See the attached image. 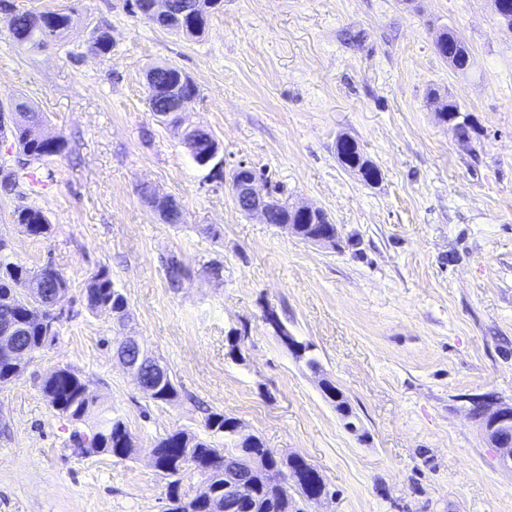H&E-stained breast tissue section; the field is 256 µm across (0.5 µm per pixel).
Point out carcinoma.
I'll return each mask as SVG.
<instances>
[{
    "instance_id": "carcinoma-1",
    "label": "carcinoma",
    "mask_w": 512,
    "mask_h": 512,
    "mask_svg": "<svg viewBox=\"0 0 512 512\" xmlns=\"http://www.w3.org/2000/svg\"><path fill=\"white\" fill-rule=\"evenodd\" d=\"M207 0H202L201 8L192 16L182 18L172 14L163 18H145V21L165 29L172 30L188 38L201 35L206 27L210 9L206 8ZM6 22L12 40L20 45H28L33 49L48 44L65 45L68 32L73 23L69 13L56 11H15L4 9ZM112 37L101 27L92 30L89 49L99 56L112 52ZM438 55L448 62L455 71L465 70L474 64L469 49L462 44L451 29L442 30L435 43ZM152 82L157 86L178 84L182 96L195 99L199 89L192 79L175 65H155L148 69ZM12 112L15 113L13 126L9 131L1 132L0 138H10L11 146L0 155V169L10 168L15 164L27 163L28 169L20 177L19 184L0 191L26 198L35 192L30 185L29 174L40 168L45 162L63 158L68 154V141L61 135H48L40 141L29 138L31 127L44 122L41 112L37 111L26 99L17 98L13 101ZM347 136L341 135L336 140V156L341 165L354 173H361L364 182L373 179L376 167L367 163L362 152L346 146ZM15 223L21 225L24 232L32 237H43L51 230L50 221L44 210L31 201L21 204L14 210ZM12 251L7 245L0 244V319L9 317L18 325V349L25 352V362L29 363L35 354L43 350L56 339L58 332L47 335L42 323L29 318L28 307L18 294L17 285L28 279L40 277L44 281V290L50 297L57 293H66L67 280L54 267H41L31 270L25 264L11 260ZM166 278L172 288H178L185 274L182 264L171 261L165 266ZM114 285L109 271L102 268L94 273L87 283L85 300L91 311L114 310L118 308L113 299ZM85 383L79 372L71 368H62L52 378L42 382V392L54 411L66 416L73 423L85 421L96 409L97 402L84 394ZM326 399L334 406L336 413L345 421L353 422L356 416L343 392H326ZM236 421L223 413L211 412L205 417L207 436L201 437L186 431H174L158 438L154 447L160 450L159 474L168 477L174 472L178 477L186 473H196L204 480L215 485L214 473L224 466H235L243 470L256 471L255 496L242 512H298L293 498L283 494L279 484L271 481V476L262 470L263 456H268L269 467H276L274 450L261 443H253L250 438L233 439L226 432L228 426ZM94 435L92 447L100 449V453L112 455L121 460L130 458L128 440L133 438L123 420L113 418L105 420L91 431ZM224 439L219 444L216 439Z\"/></svg>"
}]
</instances>
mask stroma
Listing matches in <instances>:
<instances>
[{"instance_id": "obj_1", "label": "stroma", "mask_w": 512, "mask_h": 512, "mask_svg": "<svg viewBox=\"0 0 512 512\" xmlns=\"http://www.w3.org/2000/svg\"><path fill=\"white\" fill-rule=\"evenodd\" d=\"M12 2L75 18L65 46L38 51L0 21V106L33 102L72 152L45 166L47 236L25 234L18 198L0 194L16 258L68 281L56 340L0 388V512H164L154 442L204 433L211 412L311 462L332 491L314 512H512V471L469 414L473 397L512 400V31L492 0H224L194 39L143 22L128 0ZM99 25L105 57L87 48ZM445 27L474 56L468 72L438 56ZM165 62L198 86L186 121L218 141L222 171L199 167L149 112L146 72ZM432 89L469 114V139L438 119ZM341 135L377 184L340 165ZM242 162L289 204L323 210L338 247L242 213L228 185ZM147 187L181 203L182 223H164ZM170 256L185 268L176 290ZM102 268L128 302L125 325L86 306ZM269 311L312 345L318 371ZM127 334L168 367L175 400L149 398L114 358ZM66 366L127 424L132 458L75 453L73 423L41 388Z\"/></svg>"}]
</instances>
